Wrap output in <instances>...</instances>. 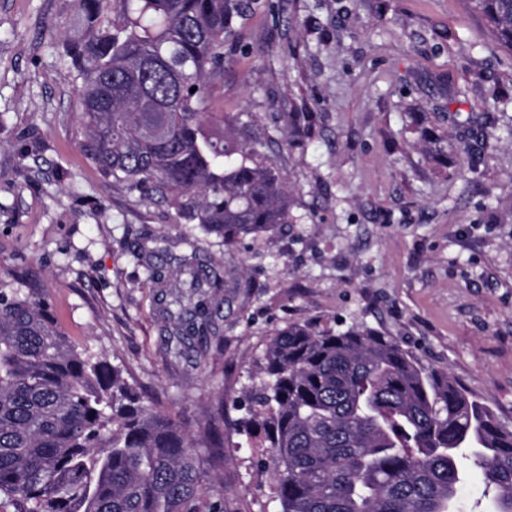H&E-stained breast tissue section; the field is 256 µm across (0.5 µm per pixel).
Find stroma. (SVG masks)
I'll use <instances>...</instances> for the list:
<instances>
[{
	"instance_id": "obj_1",
	"label": "stroma",
	"mask_w": 512,
	"mask_h": 512,
	"mask_svg": "<svg viewBox=\"0 0 512 512\" xmlns=\"http://www.w3.org/2000/svg\"><path fill=\"white\" fill-rule=\"evenodd\" d=\"M78 16V0H0V275L34 270L67 336L190 435L223 430L207 472L226 512H281L239 420L249 373L291 323L390 336L512 427V49L471 0H260L236 22L210 122L263 142L289 221L231 257L197 234L225 286L215 333L179 358L146 267L173 280L186 227L83 155L65 54ZM475 138L476 171L424 157L429 141Z\"/></svg>"
}]
</instances>
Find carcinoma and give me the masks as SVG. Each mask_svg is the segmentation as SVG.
Segmentation results:
<instances>
[{"instance_id":"obj_1","label":"carcinoma","mask_w":512,"mask_h":512,"mask_svg":"<svg viewBox=\"0 0 512 512\" xmlns=\"http://www.w3.org/2000/svg\"><path fill=\"white\" fill-rule=\"evenodd\" d=\"M257 3L81 0L82 33L66 50L86 158L228 250L288 223V182L261 141L207 128L204 112L234 20ZM473 3L512 47V0ZM184 241L192 258L165 292L177 356L183 337L211 328L224 287ZM264 360L242 426L261 435L281 512H458L464 449L494 512H512V429L391 337L290 324ZM223 458L221 432L190 436L120 366L73 343L32 277L0 282V512H224L205 469Z\"/></svg>"}]
</instances>
